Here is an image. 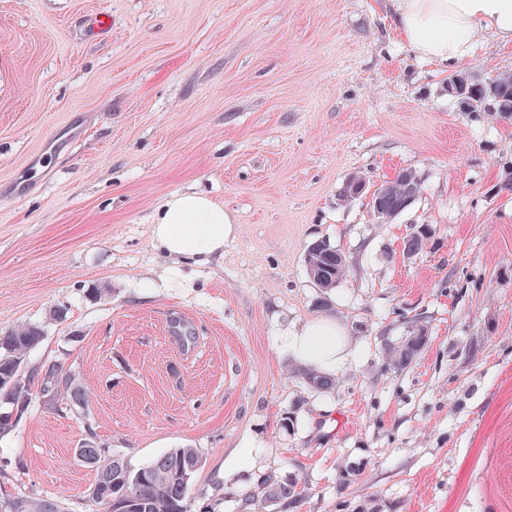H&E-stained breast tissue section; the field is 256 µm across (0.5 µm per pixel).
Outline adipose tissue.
Segmentation results:
<instances>
[{
	"mask_svg": "<svg viewBox=\"0 0 512 512\" xmlns=\"http://www.w3.org/2000/svg\"><path fill=\"white\" fill-rule=\"evenodd\" d=\"M395 30L424 59L459 65L487 40L512 46V0H392ZM237 231L231 214L203 192L167 196L153 215L157 248L175 261L222 254ZM295 362L334 375L352 356L351 340L336 321L309 320L284 339Z\"/></svg>",
	"mask_w": 512,
	"mask_h": 512,
	"instance_id": "obj_1",
	"label": "adipose tissue"
}]
</instances>
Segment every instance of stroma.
<instances>
[{"label":"stroma","instance_id":"stroma-1","mask_svg":"<svg viewBox=\"0 0 512 512\" xmlns=\"http://www.w3.org/2000/svg\"><path fill=\"white\" fill-rule=\"evenodd\" d=\"M461 69L512 73V47ZM452 73L389 0H0V336L40 325L29 366L87 397L32 400L0 488L103 512L75 455L92 441L135 469L198 449L188 512H512V118L459 111ZM402 169L421 192L388 222L342 197ZM191 190L238 231L163 285L152 215ZM317 240L348 263L327 293ZM315 317L357 348L326 392L283 352ZM267 478L299 496L246 501ZM307 256L310 257V273ZM305 262L310 278L318 288L323 286L322 289L325 290L336 288L344 279L348 268L345 255L326 240H317L309 246ZM423 339L424 336H419V334L406 336L400 346L393 347L390 353L392 354V358H394L395 364L403 366L410 363L421 350L424 342Z\"/></svg>","mask_w":512,"mask_h":512}]
</instances>
